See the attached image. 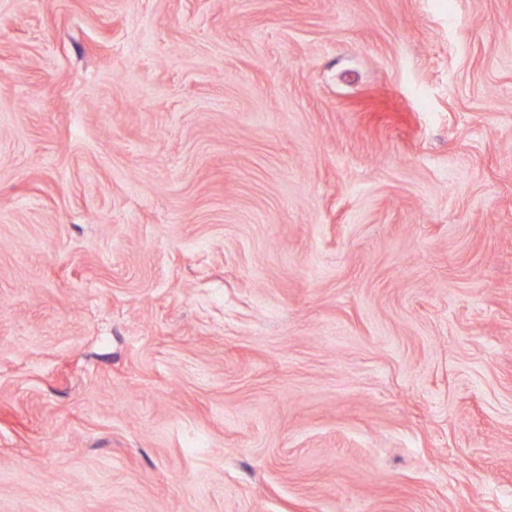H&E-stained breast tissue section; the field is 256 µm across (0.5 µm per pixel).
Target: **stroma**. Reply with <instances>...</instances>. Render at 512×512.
I'll return each instance as SVG.
<instances>
[{"label": "stroma", "mask_w": 512, "mask_h": 512, "mask_svg": "<svg viewBox=\"0 0 512 512\" xmlns=\"http://www.w3.org/2000/svg\"><path fill=\"white\" fill-rule=\"evenodd\" d=\"M0 512H512V0H0Z\"/></svg>", "instance_id": "35a3bbf8"}]
</instances>
